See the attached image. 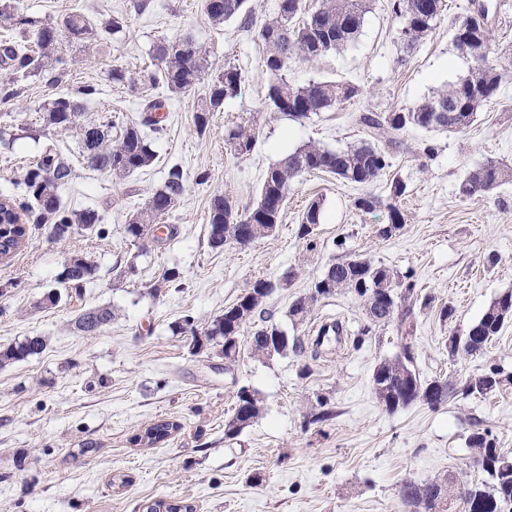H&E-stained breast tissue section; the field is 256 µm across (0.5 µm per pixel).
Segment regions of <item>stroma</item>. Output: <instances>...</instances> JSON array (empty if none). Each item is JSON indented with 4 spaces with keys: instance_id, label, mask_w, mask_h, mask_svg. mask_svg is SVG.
Returning <instances> with one entry per match:
<instances>
[{
    "instance_id": "35a3bbf8",
    "label": "stroma",
    "mask_w": 512,
    "mask_h": 512,
    "mask_svg": "<svg viewBox=\"0 0 512 512\" xmlns=\"http://www.w3.org/2000/svg\"><path fill=\"white\" fill-rule=\"evenodd\" d=\"M138 2L23 0L29 14L48 23L78 10L97 23L121 18L124 30L93 45L61 43L66 65L56 83L42 76L8 83L10 68L0 62V199L23 201L26 168L49 146L74 170L61 192L63 205L103 215L97 231L61 241L46 225L28 223L25 246L0 261V347L33 335L47 341L42 354L0 366V512H138L146 500L189 503L196 512H406L399 497L404 480L480 481L468 445L474 426L512 453V322L478 355L454 358L445 345L512 290V182L482 197L459 192L466 173L487 160L512 166V0H483L490 60L505 75L466 132L404 130L390 167L368 186L319 171L298 176L277 233L242 249L210 247L211 198L226 194L239 206L252 205L266 171L295 148L358 144L365 133L353 113L412 107L467 75L472 61L457 50L454 34L472 0H445L434 29L411 51L399 38L393 0H371L355 43L316 61L293 60L287 71L296 85L349 81L363 95L300 122L264 103L268 76L255 30L234 19L213 25L204 0H148L142 11ZM186 35L213 51L216 68L241 74L238 95L214 113L205 134L193 125L207 91L201 83L173 95L164 130L153 138L154 163L115 179L86 167L78 128L44 121L45 102L93 86L97 93L80 125L108 121L112 136H119L138 120L143 91L112 83V67L135 74L151 65L154 41ZM237 125L258 131L254 151L243 158L224 140ZM175 164L184 171L185 191L164 221L177 227L176 237L162 244L133 241L125 232L130 213ZM202 172L207 181H199ZM395 177L406 185L405 222L385 238L379 230L388 222ZM366 194L378 203L363 211L355 201ZM314 198L322 202V217L306 242L297 227ZM75 255L95 264V278L82 297L45 305ZM349 255L412 277L416 295L433 296L434 308L416 312L411 328L395 322L375 328L356 348L350 337L367 319L360 300L342 292L321 300L312 321L342 320L346 341L325 347L315 360L294 353L260 361L244 356L229 371L217 350L195 351L189 334L173 330L187 315L205 327L251 282L268 278L279 284L265 302L271 321L288 335H307V327L289 321L290 304ZM169 269L179 271L181 287L152 295L151 285ZM443 304L454 307L453 320L440 321L436 308ZM99 305L114 308L112 323L98 335H83L74 326L76 314ZM405 343L426 378L494 366L511 382L486 398L457 396L433 408L416 403L386 411L374 395L373 369ZM242 385L257 391L262 411L229 442L224 421ZM320 396L337 416L307 424ZM159 420L177 423L178 431L162 444L136 442ZM88 441L97 449L82 453ZM256 473L263 478L257 486L249 481Z\"/></svg>"
}]
</instances>
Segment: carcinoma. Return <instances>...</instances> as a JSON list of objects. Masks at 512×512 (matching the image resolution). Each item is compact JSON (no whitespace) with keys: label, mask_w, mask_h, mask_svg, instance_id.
Segmentation results:
<instances>
[{"label":"carcinoma","mask_w":512,"mask_h":512,"mask_svg":"<svg viewBox=\"0 0 512 512\" xmlns=\"http://www.w3.org/2000/svg\"><path fill=\"white\" fill-rule=\"evenodd\" d=\"M247 0H205L208 19L215 25L237 18L246 28L254 25L253 16L245 8ZM396 13L402 18L399 36L412 49L429 32L443 11V0H398ZM369 9V0H320L312 8H306L303 0H278L276 15L260 24L257 37L264 46V66L268 75L265 104L275 112H281L295 121L344 101L363 95L360 86L343 81H310L296 86L288 81L290 61L299 56L307 61L317 59L351 45L358 37L364 15ZM488 10L481 5L468 12L455 31V44H467V56L472 60L468 74L450 84L446 89L413 108L392 112H358L352 115L356 125L363 128L367 139L345 149L330 150L320 145L304 144L270 168L261 183L256 203L239 208L226 194H216L210 201L209 245L215 249L231 245L240 240L245 248L266 236L267 229L281 221V214L288 199L294 178L314 171L336 176L350 184L367 186L381 177L389 167L390 149L397 143L398 135L408 128L447 130L462 133L474 123L477 112L498 91L502 74L489 61L491 38L487 21ZM0 26L20 34L21 39H5L0 43V55L13 62L14 74L21 78L51 74V81L60 80L62 73L49 67V62L58 55L61 39L88 44L99 42L107 36H115L123 30L121 19L97 26L81 12H72L56 24L45 23L23 10L21 0H0ZM193 49L179 50L174 41L160 38L151 47L152 55L166 53L161 68H147L135 77L126 71L112 67L109 78L114 83H126L132 88L139 86H163L168 92L182 93L203 81H208V91L201 99L193 115V124L198 134L206 132L211 115L224 106V101L237 96L241 76L237 69L227 66L214 68L207 47L187 38ZM96 94L88 87L79 96L61 95L52 99L44 108L46 121L67 129L82 115L83 101ZM166 98H146L141 103V120L127 125L117 140H112L109 125L90 123L82 130L80 154L86 165L118 178H125L149 167L155 159V151L144 134L149 129L158 134L163 130ZM258 134L255 129L243 126L232 127L225 133L230 150L240 157L248 156L255 148ZM73 170L65 158L47 149L39 159L29 166L23 176V185L29 202L16 204L11 199L0 201L5 209L0 221V255H13L24 243L27 228L11 220L12 213H24L32 208L38 210V220L49 224L50 236L65 239L94 229L103 221L102 215L89 208L65 210L61 206L60 191L72 181ZM512 179V166L489 160L469 171L460 184L464 196L489 193ZM406 185L395 179L389 187L391 202L387 204L389 223L402 226L404 216L398 206L405 194ZM184 193L182 170L169 169L164 185L155 190L145 206L139 209L125 232L137 240L147 228L161 230L167 238L175 236L172 224L162 223L177 205ZM321 203L311 201L302 213L297 228L299 238L309 240L315 226L320 223ZM96 266L82 257L69 259L61 274L64 287L81 296L84 285L95 274ZM281 284L265 278L255 279L237 303L224 309V314L215 317L200 330L208 343L220 348L225 368L239 361L242 347H247L250 357L264 359L272 357L269 339L284 336L286 332L263 316L262 306L274 289ZM316 288H327L326 297L338 292H350L363 304L368 324L359 330L353 344L359 345L372 328L384 326L392 319L387 317L383 289L392 288L397 305L412 312L408 305L414 290L409 277H400L383 265H377L361 256L340 259L331 264L323 276L314 282ZM512 302V292L496 298L485 310L477 323L468 332L475 336L464 353L470 356L481 353L487 343L512 318V309L505 303ZM316 300L306 303L296 298L288 309V319L295 325L303 324L311 315ZM112 306H98L79 313L76 328L88 335L100 332L112 322ZM320 334L309 340L300 336L288 339L277 350L285 355L288 351L300 352L311 349V356H319L320 348L336 341L331 329L323 324ZM46 348L42 336H27L21 342L0 350V365L26 360L41 354ZM373 390L379 403L393 412L413 403L422 402L435 407L453 395L461 393L467 397H486L504 385L500 371L492 367L476 375V383L464 380L458 384L449 379L424 378L414 365L409 347L393 359H385L376 365L372 375ZM260 399L248 386L236 392L232 416L224 421V440L236 439L260 412ZM317 411L310 413L308 423L318 424L335 416L329 402L317 399ZM179 425L159 420L137 435L136 440L156 445L166 441ZM469 447L483 461L482 471L486 479L469 486V492L461 495L455 486L442 479L429 483L404 481L400 487L402 501L413 512H439V508L452 498H459L465 512H498V508L512 505V453L503 456L496 440L486 429L476 428L469 436ZM145 512H195L191 504H172L162 500L146 503Z\"/></svg>","instance_id":"cac0c4a2"}]
</instances>
